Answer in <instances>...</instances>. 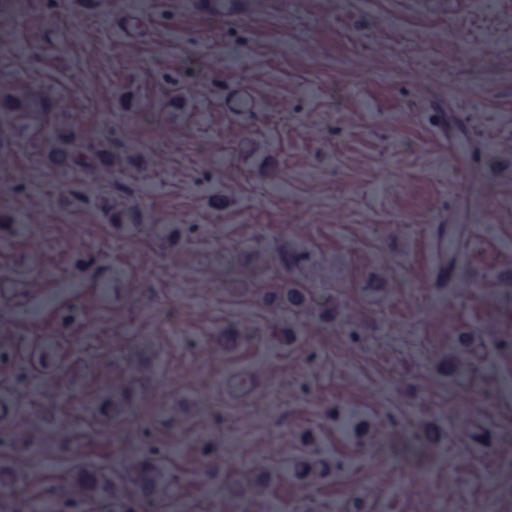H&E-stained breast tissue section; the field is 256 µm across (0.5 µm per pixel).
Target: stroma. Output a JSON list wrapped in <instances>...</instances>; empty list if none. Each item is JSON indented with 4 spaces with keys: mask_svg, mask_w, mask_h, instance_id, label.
<instances>
[{
    "mask_svg": "<svg viewBox=\"0 0 512 512\" xmlns=\"http://www.w3.org/2000/svg\"><path fill=\"white\" fill-rule=\"evenodd\" d=\"M512 23V0H373L344 8L337 0H296L288 7V39L295 52L284 66L288 95L272 83L240 85L265 95L270 111L302 112L289 124L281 153L265 151L258 131L234 129L233 139L257 154L239 181L253 184L261 167L288 165V179L305 201L294 224L345 226L351 263L360 277L399 264L421 251L431 227L455 198L448 168V138L435 125L469 114L484 143L469 162L476 203L492 231L468 256L489 266L503 241L512 239V195L494 172L493 154L512 150V81L489 58L494 34ZM461 60L456 82L448 59ZM386 118H379V110ZM417 224L419 237L393 235L385 250L366 226Z\"/></svg>",
    "mask_w": 512,
    "mask_h": 512,
    "instance_id": "obj_1",
    "label": "stroma"
}]
</instances>
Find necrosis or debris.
I'll use <instances>...</instances> for the list:
<instances>
[{
	"label": "necrosis or debris",
	"instance_id": "4bbe7bcc",
	"mask_svg": "<svg viewBox=\"0 0 512 512\" xmlns=\"http://www.w3.org/2000/svg\"><path fill=\"white\" fill-rule=\"evenodd\" d=\"M271 2L262 16L258 0H0V512H25L36 465L53 461L83 478L44 484L61 512H451L477 462L483 512H512V295L482 306L426 283L443 265L456 281L448 245L468 254L482 226L437 225L400 263L401 287L379 293L293 233L286 166L228 191L240 156L225 128L259 125L272 145L297 115L259 97L214 120L216 84L287 76L178 34L185 19L223 32L245 14L241 40L285 35L288 0ZM73 17L108 37L43 79ZM133 31L150 88L130 69L72 112L97 60L123 65ZM336 297L375 323L327 316ZM131 453L149 464L136 483L117 466ZM319 460L354 477L347 492L308 479ZM258 481L271 486L260 502Z\"/></svg>",
	"mask_w": 512,
	"mask_h": 512
}]
</instances>
